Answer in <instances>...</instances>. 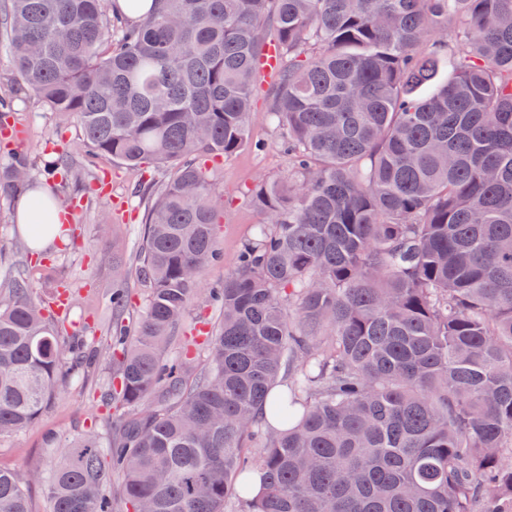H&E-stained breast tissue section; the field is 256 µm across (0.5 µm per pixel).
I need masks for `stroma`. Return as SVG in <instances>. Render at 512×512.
I'll list each match as a JSON object with an SVG mask.
<instances>
[{
	"mask_svg": "<svg viewBox=\"0 0 512 512\" xmlns=\"http://www.w3.org/2000/svg\"><path fill=\"white\" fill-rule=\"evenodd\" d=\"M265 84H256L255 111L251 119V137L263 143V150L247 148L224 160L218 168L217 192L223 200L216 247L223 263L203 267L200 286L192 296L185 320L173 340L180 347L189 339L188 329L201 322L217 325L220 311L208 295L209 288L234 272L242 244L264 223V214L251 203L250 193L260 179H275L288 170L287 160L278 144L275 129L265 118ZM19 128L21 138L0 136V162H7L15 147L24 148L36 162H44L55 144H66L77 162H85L76 123L60 120L49 112L37 96L16 102L10 119ZM143 174L109 160L99 159L86 174L96 189L75 195L71 208L75 239L68 246H54L45 257L24 252V241L13 221L15 199L0 200V280L19 273L32 282L38 297L55 304L58 283L69 289L67 315L71 324L83 326L89 347L100 349L95 368L84 383H62L57 396L34 425L0 436V466L16 470L27 478L31 512H52L53 505L41 483L29 481L30 473L48 472L69 441L99 426H112V415L101 406L100 386L108 370L105 338L111 317L110 295L117 283H126L135 299L144 291L136 277L135 254L141 247L139 228L147 210L146 198L135 194ZM123 257V277L112 270L113 254Z\"/></svg>",
	"mask_w": 512,
	"mask_h": 512,
	"instance_id": "obj_1",
	"label": "stroma"
}]
</instances>
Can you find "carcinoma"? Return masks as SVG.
<instances>
[{
    "label": "carcinoma",
    "mask_w": 512,
    "mask_h": 512,
    "mask_svg": "<svg viewBox=\"0 0 512 512\" xmlns=\"http://www.w3.org/2000/svg\"><path fill=\"white\" fill-rule=\"evenodd\" d=\"M7 0L15 75L79 124L88 159L166 167L142 225V321L112 291L104 438L43 481L53 512H512V0ZM287 176L210 292L204 359L167 354L215 248L221 161L250 141L257 62ZM17 151L0 197L34 186ZM34 222L85 186L61 151ZM67 371H62L65 360ZM96 352L61 340L27 278L0 281V435L36 423ZM121 480L120 505L104 484ZM0 512H30L0 467Z\"/></svg>",
    "instance_id": "obj_1"
}]
</instances>
